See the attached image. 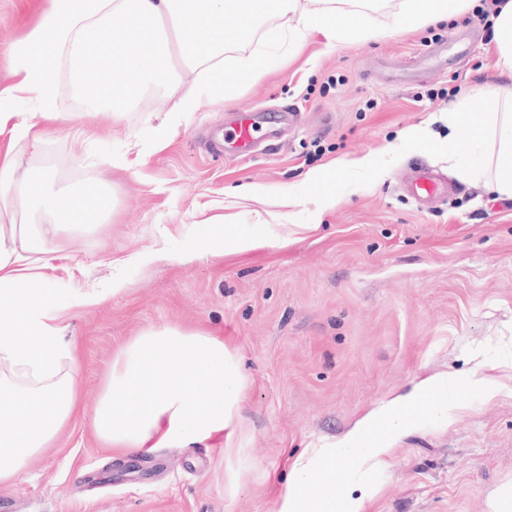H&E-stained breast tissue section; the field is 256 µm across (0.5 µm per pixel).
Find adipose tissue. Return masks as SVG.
Here are the masks:
<instances>
[{"label": "adipose tissue", "mask_w": 512, "mask_h": 512, "mask_svg": "<svg viewBox=\"0 0 512 512\" xmlns=\"http://www.w3.org/2000/svg\"><path fill=\"white\" fill-rule=\"evenodd\" d=\"M474 0H405L400 24L417 28L471 8ZM368 0H321L315 9L300 0H49L27 36L13 50L18 82L0 91V134L39 145L43 126L65 124L69 115L54 109V77L68 61L79 77L87 106L107 105L114 121L147 88L170 87L177 68L198 72L207 87L232 99L236 84L220 82L226 49L249 42L260 20L281 25V47L323 35L327 45L373 32L362 22ZM239 25L225 29V15ZM493 48L500 76L512 78V0L493 18ZM124 71L121 85L101 76L103 64ZM35 99L34 112L15 102ZM485 110L473 118L460 100L441 112L448 126V168L459 179L482 183L486 193L512 199V94L488 87ZM21 208L39 219L28 252L17 246L15 229L0 225V368L17 383H0V487L14 483L38 454L55 448L70 424L90 420L104 447L117 455L198 443L232 447L242 429L248 379L235 347L203 329L150 327L121 345L93 410H86L71 371L79 362L57 313L67 296L42 275L32 273L29 252L53 260L64 227L96 228L110 210L98 183L56 194L45 180L28 179L20 189ZM448 418V381L432 377L398 392L367 412L338 448L299 456L283 485L275 512H360L357 500H335L330 489L340 459L371 460L418 421L424 408Z\"/></svg>", "instance_id": "obj_1"}]
</instances>
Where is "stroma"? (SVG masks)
I'll return each instance as SVG.
<instances>
[{
	"label": "stroma",
	"instance_id": "35a3bbf8",
	"mask_svg": "<svg viewBox=\"0 0 512 512\" xmlns=\"http://www.w3.org/2000/svg\"><path fill=\"white\" fill-rule=\"evenodd\" d=\"M400 0L368 12L382 37L329 48L315 33L291 49L260 38L280 58L254 79L224 55L225 100L199 89L188 116L160 93L121 122L106 106L76 105L67 67L54 107L69 122L39 151L0 135L15 177L38 171L54 189L95 181L113 205L97 229L61 233L43 275L54 288L98 302L63 311L79 359L87 408L97 404L113 352L152 326L206 328L238 351L249 380L233 448L172 446L113 457L89 422L60 436L9 492L18 512H274L295 459L337 442L397 389L440 375L490 376L495 396L462 389L448 419L422 414L377 461L343 462L337 499L362 512H492L512 487V200L449 176L448 198L419 210L402 189L417 164L447 173L446 124L435 147L398 154L385 146L447 107L440 91L473 97L496 79L488 33L472 12L447 23L398 27ZM48 0H0V90L17 83L10 50ZM301 113L287 140L242 160L207 153L203 136L230 112ZM122 153L127 169L86 156ZM375 155L373 179L350 160ZM336 167V202L316 212L310 172ZM251 187L248 196L236 187ZM262 225L247 249L236 237ZM218 238L201 245L202 230ZM123 287L112 291L113 278Z\"/></svg>",
	"mask_w": 512,
	"mask_h": 512
}]
</instances>
